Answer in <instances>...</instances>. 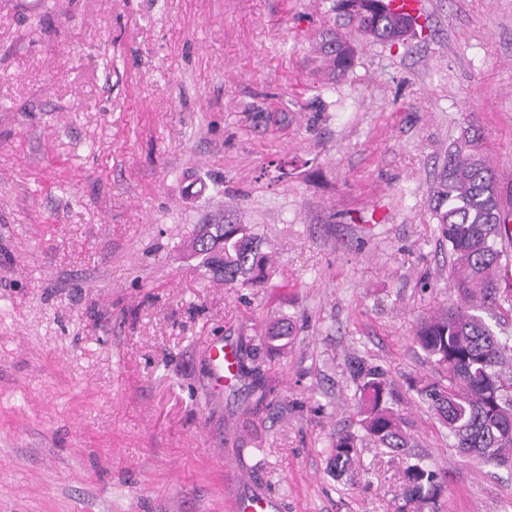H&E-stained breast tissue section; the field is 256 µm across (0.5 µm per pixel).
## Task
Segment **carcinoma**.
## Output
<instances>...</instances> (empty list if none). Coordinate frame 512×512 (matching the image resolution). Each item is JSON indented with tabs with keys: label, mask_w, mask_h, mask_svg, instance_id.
Wrapping results in <instances>:
<instances>
[{
	"label": "carcinoma",
	"mask_w": 512,
	"mask_h": 512,
	"mask_svg": "<svg viewBox=\"0 0 512 512\" xmlns=\"http://www.w3.org/2000/svg\"><path fill=\"white\" fill-rule=\"evenodd\" d=\"M354 0H336V10L361 35L395 44L415 31L417 19L395 14L387 0H360L367 16L350 11ZM331 70L348 69L353 49L346 38L333 33L321 45ZM494 168L476 134L464 133L448 150L432 187L430 207L443 240L448 242L451 273L457 288L483 303L501 295L500 280L512 251V205L504 201ZM262 237L252 224H210L192 240V251L226 286L261 287L273 272V263L261 251ZM477 306L450 308L422 321L413 342L433 364L437 377L412 388L428 403L454 438L453 447L484 462L512 464V336L497 335L473 313ZM293 339V324L274 323L263 340L281 350ZM357 390L361 402L359 423L365 435L394 451L408 447L406 422L392 403L385 371L358 364ZM358 436L340 431L329 443L330 469L340 476L355 464ZM407 501L436 506L447 490V474L416 460L404 470Z\"/></svg>",
	"instance_id": "obj_1"
}]
</instances>
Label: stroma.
<instances>
[{
	"mask_svg": "<svg viewBox=\"0 0 512 512\" xmlns=\"http://www.w3.org/2000/svg\"><path fill=\"white\" fill-rule=\"evenodd\" d=\"M423 2L391 46L335 0H0V512H402L404 455L367 440L329 472L359 360L446 472L438 512H512V466L460 455L411 388L417 324L467 302L429 199L468 126L512 190V0ZM238 222L267 287L187 255ZM216 340L250 369L219 392ZM321 51L331 71L344 72L348 69L353 49L343 35L339 33L331 34L322 43ZM293 339V324L290 319H281L274 323L263 336V340L270 350H281L288 346V342ZM285 341V342H283Z\"/></svg>",
	"mask_w": 512,
	"mask_h": 512,
	"instance_id": "stroma-1",
	"label": "stroma"
}]
</instances>
